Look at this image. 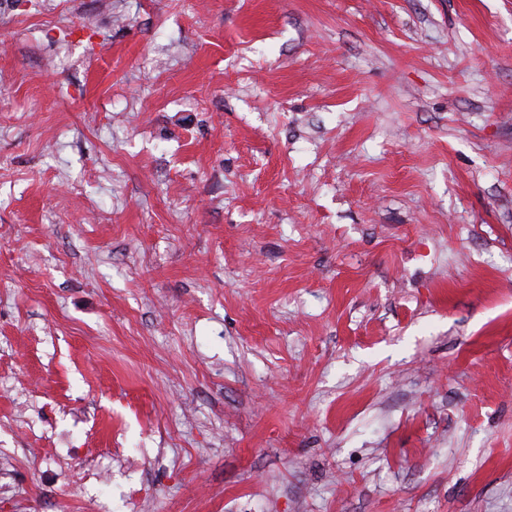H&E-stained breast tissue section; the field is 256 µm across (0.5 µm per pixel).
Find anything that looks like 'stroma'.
Masks as SVG:
<instances>
[{
	"instance_id": "35a3bbf8",
	"label": "stroma",
	"mask_w": 512,
	"mask_h": 512,
	"mask_svg": "<svg viewBox=\"0 0 512 512\" xmlns=\"http://www.w3.org/2000/svg\"><path fill=\"white\" fill-rule=\"evenodd\" d=\"M0 512H512V0L0 7Z\"/></svg>"
}]
</instances>
